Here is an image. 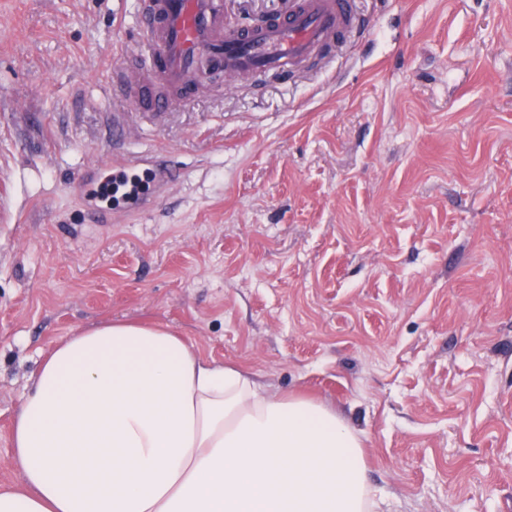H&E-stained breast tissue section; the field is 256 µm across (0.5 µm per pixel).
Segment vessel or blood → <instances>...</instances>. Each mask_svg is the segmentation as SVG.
I'll use <instances>...</instances> for the list:
<instances>
[{
  "label": "vessel or blood",
  "mask_w": 512,
  "mask_h": 512,
  "mask_svg": "<svg viewBox=\"0 0 512 512\" xmlns=\"http://www.w3.org/2000/svg\"><path fill=\"white\" fill-rule=\"evenodd\" d=\"M353 0H293L288 13L260 25H229L224 0H137L138 40L131 62L112 81L129 115L162 124L186 105L184 91L210 75L256 81L303 70L317 52L344 42L356 26ZM144 170L157 181L173 179L164 162L114 161L113 175Z\"/></svg>",
  "instance_id": "b4317fda"
}]
</instances>
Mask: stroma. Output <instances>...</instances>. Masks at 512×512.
<instances>
[{
    "label": "stroma",
    "instance_id": "obj_1",
    "mask_svg": "<svg viewBox=\"0 0 512 512\" xmlns=\"http://www.w3.org/2000/svg\"><path fill=\"white\" fill-rule=\"evenodd\" d=\"M134 2L0 0V486L44 356L140 320L336 410L378 512H512V0H354L302 72L116 143ZM123 154L177 178L90 223Z\"/></svg>",
    "mask_w": 512,
    "mask_h": 512
}]
</instances>
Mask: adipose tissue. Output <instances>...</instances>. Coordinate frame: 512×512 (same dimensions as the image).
I'll use <instances>...</instances> for the list:
<instances>
[{"instance_id": "ef3b65f1", "label": "adipose tissue", "mask_w": 512, "mask_h": 512, "mask_svg": "<svg viewBox=\"0 0 512 512\" xmlns=\"http://www.w3.org/2000/svg\"><path fill=\"white\" fill-rule=\"evenodd\" d=\"M23 484L0 512H374L362 443L335 411L203 359L160 323L58 343L12 429Z\"/></svg>"}]
</instances>
